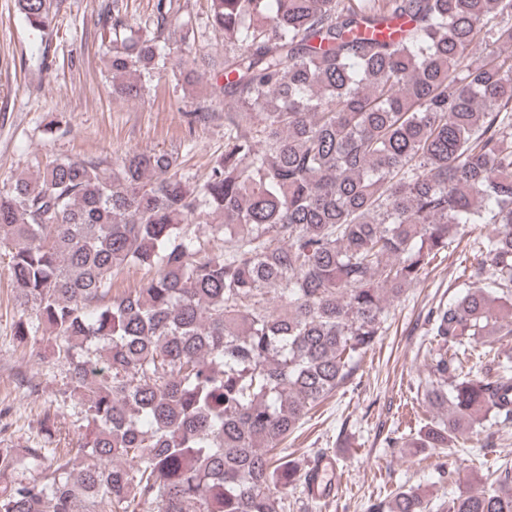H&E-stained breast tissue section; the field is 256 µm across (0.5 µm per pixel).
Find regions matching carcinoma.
I'll use <instances>...</instances> for the list:
<instances>
[{"label":"carcinoma","instance_id":"cac0c4a2","mask_svg":"<svg viewBox=\"0 0 512 512\" xmlns=\"http://www.w3.org/2000/svg\"><path fill=\"white\" fill-rule=\"evenodd\" d=\"M35 32L52 0H16ZM153 33L102 24L112 94L166 69L172 4ZM224 54V152L193 183L166 151L54 159L0 184V244L22 341L42 332L83 406L77 447L0 451V512H288L310 471L274 458L357 370L389 302L462 224H492L464 291L429 309L445 448L512 422V374H462L512 334V0H210ZM200 219L224 235L208 253ZM127 267L153 276L112 293ZM275 292L280 308L268 306ZM448 512H512V470ZM412 488L375 512H427Z\"/></svg>","mask_w":512,"mask_h":512}]
</instances>
